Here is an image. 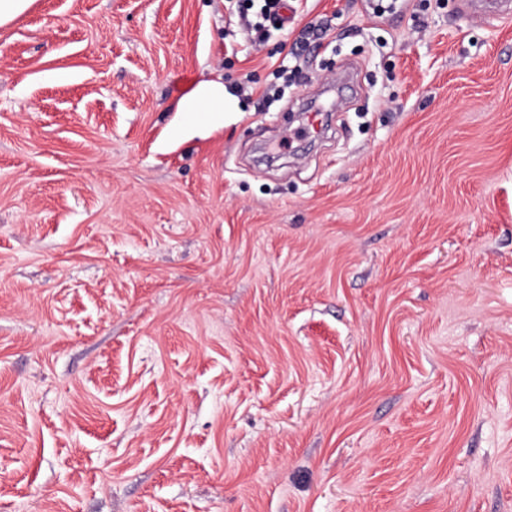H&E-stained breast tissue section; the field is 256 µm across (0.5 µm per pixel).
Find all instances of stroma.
<instances>
[{
  "label": "stroma",
  "mask_w": 512,
  "mask_h": 512,
  "mask_svg": "<svg viewBox=\"0 0 512 512\" xmlns=\"http://www.w3.org/2000/svg\"><path fill=\"white\" fill-rule=\"evenodd\" d=\"M287 2L0 26V512H512V18ZM278 3L279 0H266L260 14H256L254 18H249L248 15L243 16L242 30L251 46L262 40L268 25L276 24L278 21ZM199 104H206L208 106L209 112L206 120L210 123H217L224 117V112L233 107V100L226 94L224 84L220 82H205L195 90L192 96L180 102L178 112H184L187 120L192 122L191 113L194 112Z\"/></svg>",
  "instance_id": "obj_1"
}]
</instances>
